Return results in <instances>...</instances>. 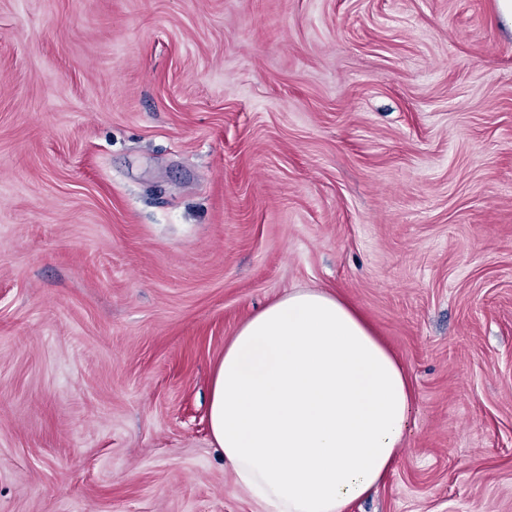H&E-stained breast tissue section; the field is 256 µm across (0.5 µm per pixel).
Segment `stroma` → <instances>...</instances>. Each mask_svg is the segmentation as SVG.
I'll return each instance as SVG.
<instances>
[{"label":"stroma","mask_w":512,"mask_h":512,"mask_svg":"<svg viewBox=\"0 0 512 512\" xmlns=\"http://www.w3.org/2000/svg\"><path fill=\"white\" fill-rule=\"evenodd\" d=\"M294 288L413 389L350 512H512L499 0H0V512H263L211 375Z\"/></svg>","instance_id":"stroma-1"}]
</instances>
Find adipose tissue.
Instances as JSON below:
<instances>
[{
    "mask_svg": "<svg viewBox=\"0 0 512 512\" xmlns=\"http://www.w3.org/2000/svg\"><path fill=\"white\" fill-rule=\"evenodd\" d=\"M208 420L251 499L271 512H349L394 470L415 405L404 366L363 314L305 288L225 345Z\"/></svg>",
    "mask_w": 512,
    "mask_h": 512,
    "instance_id": "ef3b65f1",
    "label": "adipose tissue"
}]
</instances>
